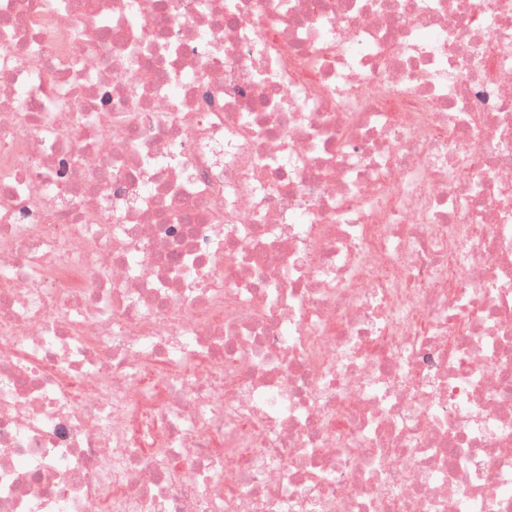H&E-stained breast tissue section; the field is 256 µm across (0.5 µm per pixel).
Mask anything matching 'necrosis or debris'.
<instances>
[{"label": "necrosis or debris", "mask_w": 512, "mask_h": 512, "mask_svg": "<svg viewBox=\"0 0 512 512\" xmlns=\"http://www.w3.org/2000/svg\"><path fill=\"white\" fill-rule=\"evenodd\" d=\"M0 512H512V0H0Z\"/></svg>", "instance_id": "obj_1"}]
</instances>
